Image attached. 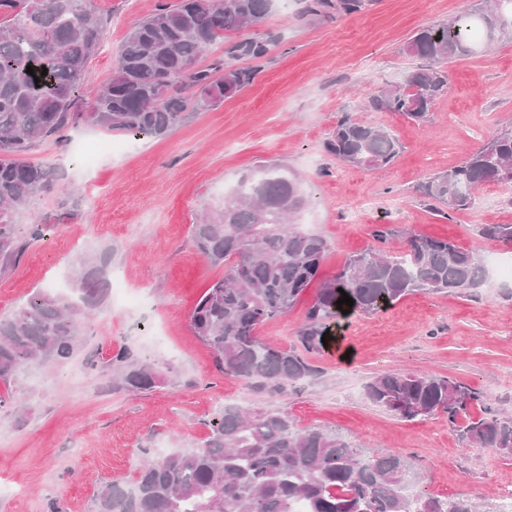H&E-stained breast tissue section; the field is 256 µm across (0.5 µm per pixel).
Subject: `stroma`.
<instances>
[{"label":"stroma","mask_w":512,"mask_h":512,"mask_svg":"<svg viewBox=\"0 0 512 512\" xmlns=\"http://www.w3.org/2000/svg\"><path fill=\"white\" fill-rule=\"evenodd\" d=\"M158 0H85L106 28L88 61L77 107L88 110L112 74L125 34ZM479 0H370L349 15L306 14L307 0L275 6L251 33L272 37L253 82L218 108L194 114L163 137L107 133L81 124L63 142L35 144L26 159L52 168L49 189L15 215L25 242L18 265L0 274V316L35 291L67 293L87 255L109 257L125 295L108 294L69 362L34 363L11 388L22 413L0 411V512H93L98 490L131 484L143 460L204 440L220 403L254 413L282 411L301 427L336 431L365 452L415 461L418 483L436 495L460 494L483 506L512 481V458L463 442L447 417L406 421L368 399L373 376L425 372L480 389L485 405L512 413V282L488 280L477 297L412 294L386 311L342 321L328 349L310 361L318 372L280 391L248 384L215 367L191 331L188 315L211 281L224 274L197 252L193 226L219 208L228 188L263 163L279 164L312 198L300 226L329 250L320 276L334 277L354 255L376 247V228L446 238L481 253L512 256V245L481 234L485 224H512V184L488 183L468 209L444 218L420 187L458 165L496 131L512 127V41L448 66V89L426 122L373 112L368 101L416 68L405 46L419 28L446 22ZM388 129L403 149L385 169L339 162L325 145L343 118ZM111 143L95 167L80 150ZM47 227L30 239V225ZM316 295L308 288L288 314L264 325L261 339L286 348ZM151 364L154 388L120 386L109 366L119 349ZM100 358L97 370L87 355Z\"/></svg>","instance_id":"1"}]
</instances>
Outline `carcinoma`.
Wrapping results in <instances>:
<instances>
[{"instance_id": "1", "label": "carcinoma", "mask_w": 512, "mask_h": 512, "mask_svg": "<svg viewBox=\"0 0 512 512\" xmlns=\"http://www.w3.org/2000/svg\"><path fill=\"white\" fill-rule=\"evenodd\" d=\"M272 6L273 0H161L125 35L92 110L77 112L76 93L101 42V17L82 0H0V272L13 269L25 247L13 223L15 212L50 183L47 167L24 160L35 143L60 142L80 123L160 137L191 112L219 106L250 85L255 75L250 63L270 51L268 38L232 35L262 24ZM365 7L366 0H308L306 12L352 14ZM478 31L488 45L512 38V0H494L485 10L466 8L446 23L418 29L406 52L428 65L382 87L369 108L426 121L448 85L447 64L481 47L474 40ZM224 40V58L198 66L205 49ZM185 90L191 95H183ZM326 149L347 165L369 170L390 166L401 144L383 128L344 118ZM487 183L512 184V128L429 178L424 194L447 208L449 217L469 208L474 191ZM310 204L299 182L276 165L262 164L237 181L222 207L193 225L197 251L208 264L224 267V276L200 295L189 323L223 374L278 388L315 375L302 354L259 337L260 328L286 315L319 276L328 242L294 222ZM481 234L512 243V224H486ZM486 279L480 251L411 235L404 249L354 256L323 281L298 340L313 353L324 347L323 334L347 318L345 310L376 314L414 293L465 295ZM108 287L105 262L89 257L72 278L76 297L36 292L0 317V383L10 387L35 362L72 359L85 339L89 311ZM344 292L354 303L339 310L336 301ZM109 364L128 389L148 390L156 383L151 366L129 360L123 350ZM367 394L400 419L442 414L461 440L512 457V414L471 416L469 408L481 403L484 393L454 379L386 372L368 383ZM414 466L400 455L365 454L336 432L302 428L279 411L252 416L226 405L196 447L147 460L130 489L118 482L104 485L94 512H290L297 502L307 512H476L464 496L440 498L426 491L409 497Z\"/></svg>"}]
</instances>
